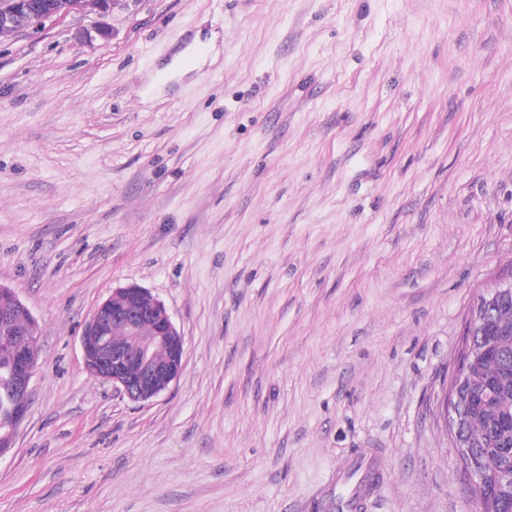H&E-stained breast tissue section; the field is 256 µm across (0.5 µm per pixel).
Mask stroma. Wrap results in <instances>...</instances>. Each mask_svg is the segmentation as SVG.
I'll return each instance as SVG.
<instances>
[{
	"label": "stroma",
	"mask_w": 512,
	"mask_h": 512,
	"mask_svg": "<svg viewBox=\"0 0 512 512\" xmlns=\"http://www.w3.org/2000/svg\"><path fill=\"white\" fill-rule=\"evenodd\" d=\"M0 38V285L38 328L0 512H478L440 416L512 269V0H119ZM201 37L190 73L177 54ZM184 339L133 402L81 337ZM506 293H512V275L508 274L496 277L483 290L484 297L478 301L468 320L473 331L484 328L489 311ZM152 335L147 336L151 333ZM144 325V326H143ZM143 326V328H142ZM114 331L113 340L111 330ZM137 344L126 346L130 336ZM164 344L171 355L167 359ZM157 348V355H156ZM86 370L112 384L133 402H146L165 391L183 369L184 340L165 304L137 285L113 289L94 310L82 335ZM135 374L131 375L130 371Z\"/></svg>",
	"instance_id": "1"
}]
</instances>
